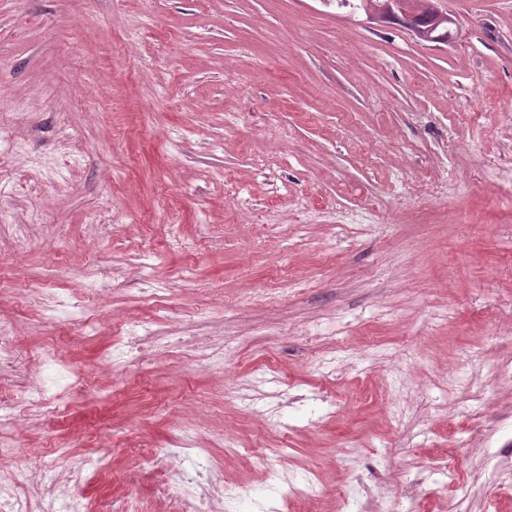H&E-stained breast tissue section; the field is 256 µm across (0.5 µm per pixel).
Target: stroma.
Listing matches in <instances>:
<instances>
[{
  "label": "stroma",
  "instance_id": "obj_1",
  "mask_svg": "<svg viewBox=\"0 0 512 512\" xmlns=\"http://www.w3.org/2000/svg\"><path fill=\"white\" fill-rule=\"evenodd\" d=\"M434 5L449 43L334 0H0V316L19 368L94 377L16 454L110 436L93 512H161L145 451L188 415L241 448L207 481L440 512L445 460L460 512H512V0ZM36 283L111 288L96 334L40 319ZM134 317L157 337L111 372ZM320 479L316 475L308 477L301 482H292L290 479L286 483L285 494L289 501L296 503H304L314 501L321 497L322 491L319 488ZM288 499H285V505L288 509Z\"/></svg>",
  "mask_w": 512,
  "mask_h": 512
}]
</instances>
